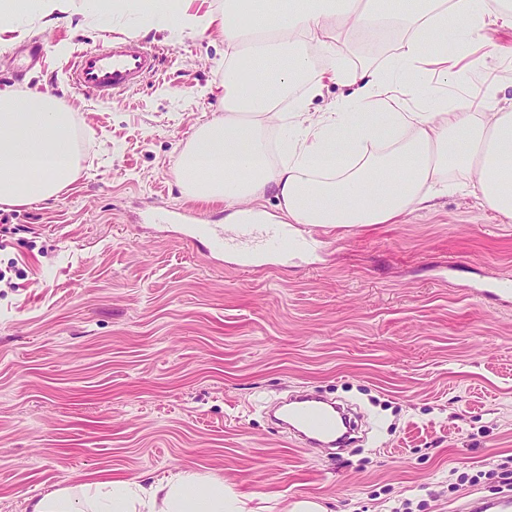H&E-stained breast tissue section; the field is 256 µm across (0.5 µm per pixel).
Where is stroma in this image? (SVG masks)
<instances>
[{
    "label": "stroma",
    "mask_w": 512,
    "mask_h": 512,
    "mask_svg": "<svg viewBox=\"0 0 512 512\" xmlns=\"http://www.w3.org/2000/svg\"><path fill=\"white\" fill-rule=\"evenodd\" d=\"M116 24L32 26L0 50V86L47 91L73 115L75 180L57 198L0 205V512L100 479L210 473L279 504L329 512H465L512 496V223L469 188L396 224L310 229L315 248L269 270L187 247L153 222L230 214L188 198L176 161L221 116L224 36L139 34L163 57L110 102L73 90L79 53ZM484 74L512 98V28ZM42 44L33 62L28 50ZM307 387L363 415L341 454L277 430L267 405Z\"/></svg>",
    "instance_id": "stroma-1"
}]
</instances>
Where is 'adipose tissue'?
Masks as SVG:
<instances>
[{
	"mask_svg": "<svg viewBox=\"0 0 512 512\" xmlns=\"http://www.w3.org/2000/svg\"><path fill=\"white\" fill-rule=\"evenodd\" d=\"M0 0V45L24 38L23 16L91 25L132 13L140 32H224V115L202 126L177 174L189 198L233 207V223L261 224L254 206L279 201L281 221L317 228L390 224L428 209L430 191L460 174L484 205L512 221V104L483 112L448 98L460 59L495 55L491 26L512 27V0ZM399 23L385 63L349 59L351 33ZM347 88L329 111L311 102L324 81ZM425 97L418 109L408 99ZM73 121L51 93L0 88V205L55 198L74 179ZM26 512H254L250 496L210 474L101 480L30 498Z\"/></svg>",
	"mask_w": 512,
	"mask_h": 512,
	"instance_id": "1",
	"label": "adipose tissue"
}]
</instances>
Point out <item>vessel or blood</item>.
I'll return each mask as SVG.
<instances>
[{
  "instance_id": "obj_1",
  "label": "vessel or blood",
  "mask_w": 512,
  "mask_h": 512,
  "mask_svg": "<svg viewBox=\"0 0 512 512\" xmlns=\"http://www.w3.org/2000/svg\"><path fill=\"white\" fill-rule=\"evenodd\" d=\"M157 60L154 49L116 40L106 48L81 53L69 72L80 93L107 101L151 76ZM161 220L183 223L185 244H207L214 253L229 255L238 266L248 269L287 263L314 246L313 240L292 232L285 224L200 225L192 223L190 213L181 210L169 211ZM272 420L313 448L343 447L352 430V421L342 407L306 391L281 402Z\"/></svg>"
}]
</instances>
